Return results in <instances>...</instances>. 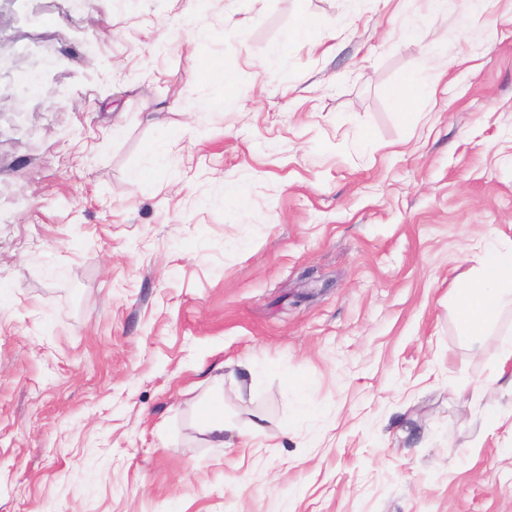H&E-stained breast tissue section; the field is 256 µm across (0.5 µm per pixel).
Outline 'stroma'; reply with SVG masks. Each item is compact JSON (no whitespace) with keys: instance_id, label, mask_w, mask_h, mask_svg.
I'll list each match as a JSON object with an SVG mask.
<instances>
[{"instance_id":"stroma-1","label":"stroma","mask_w":512,"mask_h":512,"mask_svg":"<svg viewBox=\"0 0 512 512\" xmlns=\"http://www.w3.org/2000/svg\"><path fill=\"white\" fill-rule=\"evenodd\" d=\"M186 5L0 0V512H512V0ZM202 77L213 84H218L224 87V99L230 101L233 99L231 91V83L225 73L223 63L209 62L202 66L200 70ZM436 89L423 84L414 74L403 75L395 91V101L397 106L405 110L412 102L421 98L431 99L434 97ZM512 302V240L492 244L482 252L477 277L457 288L454 302L465 329L475 341L484 326ZM201 420L208 441L214 448L224 447L225 434L237 431V425L224 417V405L221 401L207 405L203 410Z\"/></svg>"}]
</instances>
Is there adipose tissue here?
I'll list each match as a JSON object with an SVG mask.
<instances>
[{"mask_svg":"<svg viewBox=\"0 0 512 512\" xmlns=\"http://www.w3.org/2000/svg\"><path fill=\"white\" fill-rule=\"evenodd\" d=\"M510 301L512 240L485 247L477 277L455 292L454 302L466 336L477 338L484 326Z\"/></svg>","mask_w":512,"mask_h":512,"instance_id":"ef3b65f1","label":"adipose tissue"}]
</instances>
